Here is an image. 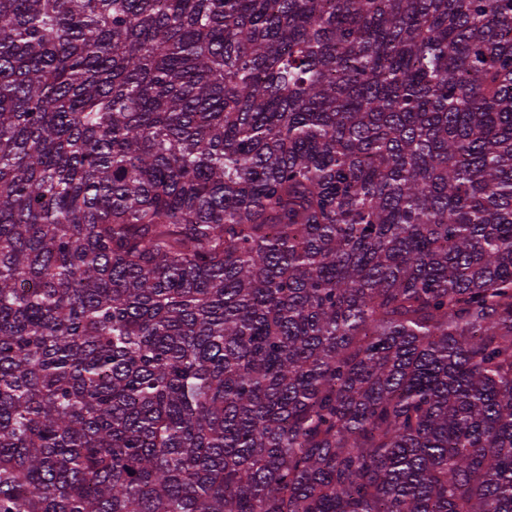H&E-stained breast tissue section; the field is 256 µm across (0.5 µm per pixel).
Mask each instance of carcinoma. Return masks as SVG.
I'll return each instance as SVG.
<instances>
[{"label":"carcinoma","instance_id":"carcinoma-1","mask_svg":"<svg viewBox=\"0 0 512 512\" xmlns=\"http://www.w3.org/2000/svg\"><path fill=\"white\" fill-rule=\"evenodd\" d=\"M0 512H512V0H0Z\"/></svg>","mask_w":512,"mask_h":512}]
</instances>
